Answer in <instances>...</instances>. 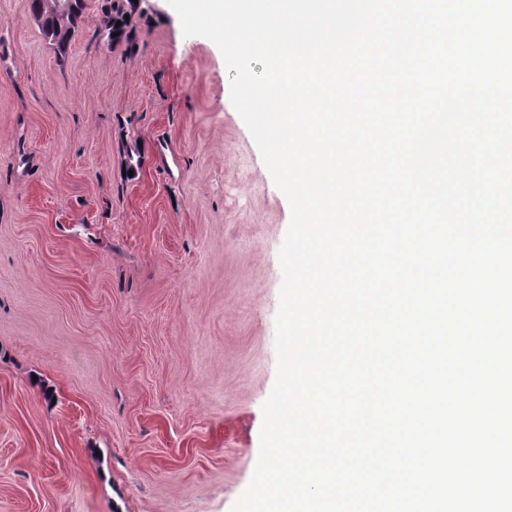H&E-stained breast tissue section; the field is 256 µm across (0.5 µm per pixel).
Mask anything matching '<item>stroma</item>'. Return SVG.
<instances>
[{"label": "stroma", "instance_id": "stroma-1", "mask_svg": "<svg viewBox=\"0 0 512 512\" xmlns=\"http://www.w3.org/2000/svg\"><path fill=\"white\" fill-rule=\"evenodd\" d=\"M0 0V512H230L276 376L291 211L218 47L102 0L58 55ZM134 1L133 0H105L103 13V25L107 31V43L104 47L108 50L120 43H129L131 41L134 24ZM125 16L129 17L126 21ZM120 21L121 26H116V22ZM118 32V36L112 37V33Z\"/></svg>", "mask_w": 512, "mask_h": 512}]
</instances>
